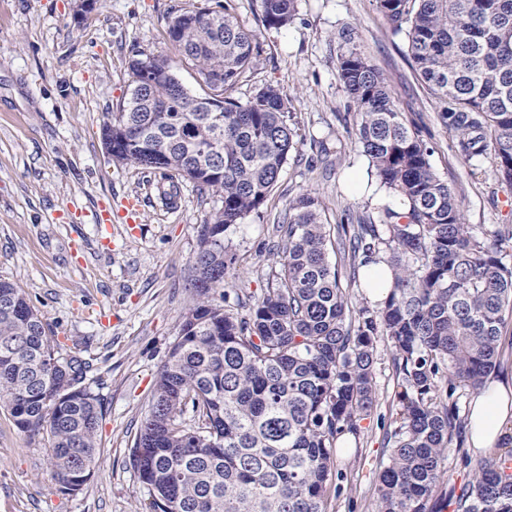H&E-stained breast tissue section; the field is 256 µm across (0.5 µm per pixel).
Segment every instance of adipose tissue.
<instances>
[{
  "label": "adipose tissue",
  "mask_w": 512,
  "mask_h": 512,
  "mask_svg": "<svg viewBox=\"0 0 512 512\" xmlns=\"http://www.w3.org/2000/svg\"><path fill=\"white\" fill-rule=\"evenodd\" d=\"M468 430L475 450L497 455L512 450V382L487 381L470 404Z\"/></svg>",
  "instance_id": "1"
}]
</instances>
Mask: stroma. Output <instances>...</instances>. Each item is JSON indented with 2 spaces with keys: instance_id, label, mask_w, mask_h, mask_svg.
<instances>
[{
  "instance_id": "35a3bbf8",
  "label": "stroma",
  "mask_w": 512,
  "mask_h": 512,
  "mask_svg": "<svg viewBox=\"0 0 512 512\" xmlns=\"http://www.w3.org/2000/svg\"><path fill=\"white\" fill-rule=\"evenodd\" d=\"M218 2L97 0L79 22L74 0H0V278L22 289L62 355L91 364L84 384L103 407L98 464L74 494L53 479L46 440L21 432L0 408V512H150L130 447L195 303L193 257L220 201L185 183L176 203H165L160 172L109 163L100 130L130 94L129 59L174 56L168 19ZM227 2L252 31L257 56L235 97L244 102L277 84L290 101L296 146L260 214L224 233L237 257L225 309L246 314L269 286L280 242L273 227L300 193L321 201L331 225L351 217L378 224L386 211L404 208L371 173L348 118L337 71L336 34L344 27L387 77L406 125L432 148L433 171L461 196L468 223L484 233L512 224V186L490 158L455 152L437 119L439 100L374 0H297L295 20L280 29L262 24L259 0ZM376 358L378 404L359 436L336 443L335 467L346 478L342 492H327L326 512L376 508L377 474L389 461L380 420L399 409L386 341Z\"/></svg>"
}]
</instances>
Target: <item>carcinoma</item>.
I'll return each instance as SVG.
<instances>
[{"label": "carcinoma", "mask_w": 512, "mask_h": 512, "mask_svg": "<svg viewBox=\"0 0 512 512\" xmlns=\"http://www.w3.org/2000/svg\"><path fill=\"white\" fill-rule=\"evenodd\" d=\"M260 8L268 28L296 16V0H260ZM376 9L405 34L458 155L491 157L512 184V0H376ZM165 34L205 95L184 88L167 56L132 58L130 96L101 128L113 164L160 170L173 190L189 182L221 202L194 257L196 303L130 450L152 512H325L327 487L343 480L336 442L358 435L377 401L381 340L392 349L400 409L386 428L392 448L377 476L376 512H429L451 449L471 478L435 512H512V453L474 460L462 452L458 407L460 391H480L500 363L512 318V268L501 248L512 225L479 235L466 222L386 77L344 28L338 76L357 142L404 210L386 212L383 224H340L333 235L318 200L299 195L274 225L275 283L248 314L229 312L221 301L236 257L224 231L259 213L294 149L288 96L270 83L245 103L233 97L255 53L254 35L229 9L177 14ZM381 252L393 288L370 308L353 301L339 267H366ZM88 368L59 354L25 293L0 279V407L20 431L47 435L65 493L81 490L98 462L103 412L83 386Z\"/></svg>", "instance_id": "obj_1"}]
</instances>
